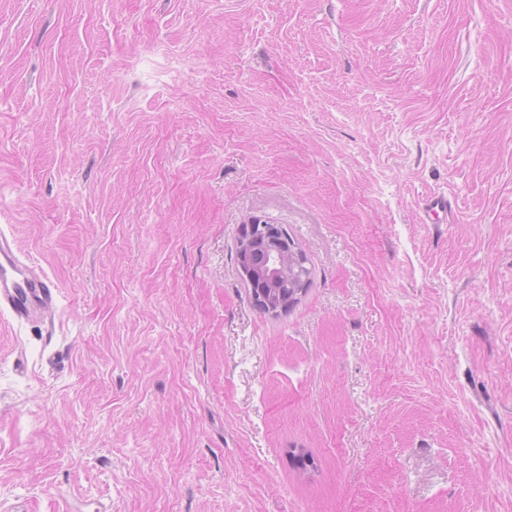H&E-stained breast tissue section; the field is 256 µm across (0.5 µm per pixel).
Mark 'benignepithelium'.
<instances>
[{
	"mask_svg": "<svg viewBox=\"0 0 512 512\" xmlns=\"http://www.w3.org/2000/svg\"><path fill=\"white\" fill-rule=\"evenodd\" d=\"M262 239L276 240L278 245L269 249L264 264L259 265L255 260V249ZM236 247L239 274L251 288L255 307L271 316L287 312L300 299L304 289L297 286L294 293L288 296L254 288L257 280L268 283L271 288L276 287V281L288 271L290 264L295 268V277L302 282L306 280V270L298 258V247L288 241L285 228L261 216H249L240 224Z\"/></svg>",
	"mask_w": 512,
	"mask_h": 512,
	"instance_id": "obj_1",
	"label": "benign epithelium"
}]
</instances>
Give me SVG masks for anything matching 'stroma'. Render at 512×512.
Wrapping results in <instances>:
<instances>
[{"instance_id": "stroma-1", "label": "stroma", "mask_w": 512, "mask_h": 512, "mask_svg": "<svg viewBox=\"0 0 512 512\" xmlns=\"http://www.w3.org/2000/svg\"><path fill=\"white\" fill-rule=\"evenodd\" d=\"M0 228V504L512 512V0H0ZM285 228L279 224H273L261 216H248L239 227L236 243V264L242 279L248 284L251 291V299L256 308L264 314L278 316L286 313L302 296L304 289L296 286L294 293L288 296L289 290L282 283L283 294L272 295L269 291L255 288V281L267 282L269 288H278V281L283 272H288V265L295 268V277L301 282L306 280V270L301 266L298 247L288 241ZM261 239L276 240L278 245L269 248L264 264L258 265L255 260V249ZM288 292V294H284ZM45 273L0 229V310L18 322L50 321L58 292Z\"/></svg>"}]
</instances>
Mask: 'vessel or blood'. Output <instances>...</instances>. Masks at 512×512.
<instances>
[{
    "label": "vessel or blood",
    "instance_id": "b4317fda",
    "mask_svg": "<svg viewBox=\"0 0 512 512\" xmlns=\"http://www.w3.org/2000/svg\"><path fill=\"white\" fill-rule=\"evenodd\" d=\"M57 297L45 273L0 229V310L19 322L45 321L56 310Z\"/></svg>",
    "mask_w": 512,
    "mask_h": 512
}]
</instances>
